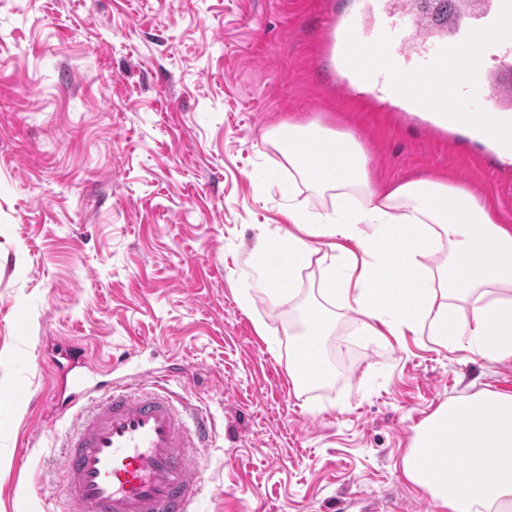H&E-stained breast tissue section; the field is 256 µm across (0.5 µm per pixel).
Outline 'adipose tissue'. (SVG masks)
I'll list each match as a JSON object with an SVG mask.
<instances>
[{
	"label": "adipose tissue",
	"mask_w": 512,
	"mask_h": 512,
	"mask_svg": "<svg viewBox=\"0 0 512 512\" xmlns=\"http://www.w3.org/2000/svg\"><path fill=\"white\" fill-rule=\"evenodd\" d=\"M505 37L512 38V20L475 33L460 57L442 62L443 97L458 93L465 70L484 65L488 42ZM434 118L470 128L512 162V126H496L495 113ZM266 137L294 178L334 202L332 213L316 215L291 201L288 230L258 239L251 251L262 275L254 292L264 301L293 296L294 276L314 254L326 262L322 301L303 313L289 375L302 374L305 350L321 352L327 300L372 336L383 327L395 336L425 333L490 362L512 359V225L488 201L440 179L379 186L351 131L291 123ZM458 301L469 313L454 311ZM401 471L443 512H512V395L479 391L441 405L416 426Z\"/></svg>",
	"instance_id": "ef3b65f1"
}]
</instances>
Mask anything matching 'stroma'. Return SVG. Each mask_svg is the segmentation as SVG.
<instances>
[{
  "label": "stroma",
  "instance_id": "35a3bbf8",
  "mask_svg": "<svg viewBox=\"0 0 512 512\" xmlns=\"http://www.w3.org/2000/svg\"><path fill=\"white\" fill-rule=\"evenodd\" d=\"M372 0H0V512H67L55 436L62 342L99 383L151 370L215 421L197 512H441L400 472L449 399L512 394L491 363L408 333L378 343L330 308L325 375L291 381L292 301L244 305L288 198L330 210L266 132L353 128L383 182L444 177L512 225L507 164L466 128L355 90L337 35Z\"/></svg>",
  "mask_w": 512,
  "mask_h": 512
}]
</instances>
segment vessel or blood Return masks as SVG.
<instances>
[{
  "label": "vessel or blood",
  "instance_id": "1",
  "mask_svg": "<svg viewBox=\"0 0 512 512\" xmlns=\"http://www.w3.org/2000/svg\"><path fill=\"white\" fill-rule=\"evenodd\" d=\"M509 14L512 0H495L482 19L426 44L414 71L418 103L436 107L438 63L459 55L475 31L495 27ZM382 29V43L360 44L356 51L365 62L380 58L400 72L401 60L389 48L409 37L403 13L388 11ZM500 76V71L488 69L464 86L456 111H480L491 86L512 91ZM60 415L66 424L56 439L68 512H195L198 488L191 471L198 450L209 446L215 430L210 418L193 409L162 377L149 382L134 374L104 388L74 376L69 404Z\"/></svg>",
  "mask_w": 512,
  "mask_h": 512
}]
</instances>
